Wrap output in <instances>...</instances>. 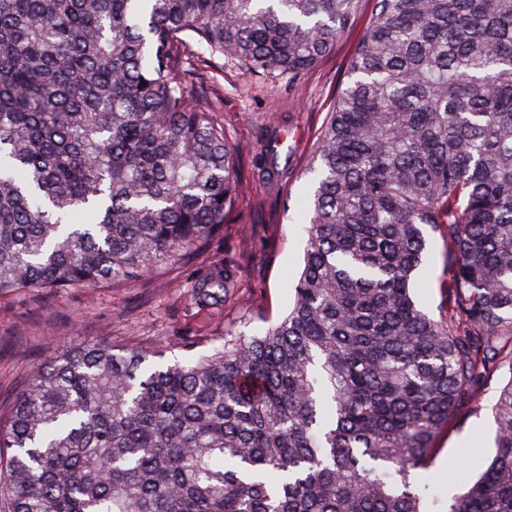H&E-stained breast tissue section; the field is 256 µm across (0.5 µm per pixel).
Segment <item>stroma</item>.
I'll list each match as a JSON object with an SVG mask.
<instances>
[{"mask_svg": "<svg viewBox=\"0 0 512 512\" xmlns=\"http://www.w3.org/2000/svg\"><path fill=\"white\" fill-rule=\"evenodd\" d=\"M371 10L370 0H363L358 20L336 47L294 78L271 82L220 58L189 72L192 87L218 102L214 118L235 147L245 184L225 215L224 244L218 249L239 267L242 286L235 299L221 311L190 316L188 286L206 264L203 256L177 257L139 280L109 288L0 294L1 403L15 396L21 381L79 341L158 352L165 363L189 364L220 345L226 329L259 335L287 313L307 243L308 219L297 207L310 187L304 170ZM276 124L289 132L286 145L295 170L273 189L260 180L253 160ZM511 378L508 370L497 372L479 402L464 407L437 439L427 480L441 500L450 501L459 491L453 473L477 478L495 454L492 406Z\"/></svg>", "mask_w": 512, "mask_h": 512, "instance_id": "35a3bbf8", "label": "stroma"}]
</instances>
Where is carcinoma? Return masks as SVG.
<instances>
[{"instance_id":"cac0c4a2","label":"carcinoma","mask_w":512,"mask_h":512,"mask_svg":"<svg viewBox=\"0 0 512 512\" xmlns=\"http://www.w3.org/2000/svg\"><path fill=\"white\" fill-rule=\"evenodd\" d=\"M359 0H0V294L136 280L224 239L242 182L186 61L311 69ZM310 161L292 306L193 365L80 343L0 416L3 512H512V0H374ZM271 131L262 179L289 174ZM443 242L442 314L418 301ZM240 288L214 260L199 310ZM496 454L422 474L494 374Z\"/></svg>"}]
</instances>
